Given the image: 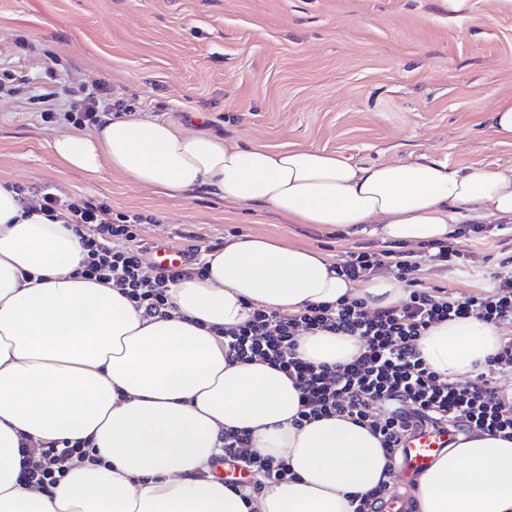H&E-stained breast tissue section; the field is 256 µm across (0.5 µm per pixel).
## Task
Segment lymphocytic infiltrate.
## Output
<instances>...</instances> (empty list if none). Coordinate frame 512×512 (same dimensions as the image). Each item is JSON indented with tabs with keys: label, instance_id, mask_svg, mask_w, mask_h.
Returning <instances> with one entry per match:
<instances>
[{
	"label": "lymphocytic infiltrate",
	"instance_id": "f902f5d3",
	"mask_svg": "<svg viewBox=\"0 0 512 512\" xmlns=\"http://www.w3.org/2000/svg\"><path fill=\"white\" fill-rule=\"evenodd\" d=\"M105 85L84 90L71 110L49 106V121L64 120L79 127H96L110 116ZM41 213L71 224L80 239L85 259L82 277L109 281L148 317L167 314L172 290L183 279L204 276L209 246L192 245L185 264L162 268L148 260L142 243L143 225L153 218L141 213H116L91 197L64 199L45 192L38 196ZM482 224L460 225L457 244H438L424 254L414 250L351 251L336 263L338 276L365 282L378 271L393 272L407 292L399 305L366 308L363 300L340 299L309 305L287 314L276 308H251L247 319L219 329L228 358L236 362L263 361L285 371L300 392L298 422L345 416L365 426L379 440L388 461H395L404 438L422 427L449 428L472 435L512 437V394L493 386L491 374L512 373V258L497 269L483 272L484 287L465 298L447 290L428 288L420 271L429 263L464 267L468 257L462 243L484 238ZM475 318L494 326L502 340L486 361L484 372L468 382L439 374L421 358L417 343L435 323ZM330 332L360 337L362 353L335 365H316L297 352L305 333ZM215 461L231 460L247 471L241 487L259 493L265 483L289 475L284 462L258 456L244 430H226ZM18 479L42 488L55 486L72 459L96 461L91 441L57 440L22 451Z\"/></svg>",
	"mask_w": 512,
	"mask_h": 512
}]
</instances>
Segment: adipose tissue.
Segmentation results:
<instances>
[{
  "instance_id": "1",
  "label": "adipose tissue",
  "mask_w": 512,
  "mask_h": 512,
  "mask_svg": "<svg viewBox=\"0 0 512 512\" xmlns=\"http://www.w3.org/2000/svg\"><path fill=\"white\" fill-rule=\"evenodd\" d=\"M50 147L66 167L104 169L138 186L197 189L257 206L295 224L383 239L447 241L463 213L512 219V167L451 170L422 155L404 164L359 165L311 149L191 133L151 118L107 121L92 134L61 132ZM84 252L72 225L27 208L0 183V512H352L351 496L389 481L377 438L348 417L298 426L299 392L260 361L231 363L215 331L250 307L294 312L363 299L398 305L386 277L354 283L323 254L263 235L225 240L205 277L182 280L163 318H146L121 290L77 271ZM500 343L478 319L429 327L418 342L436 372L475 375ZM355 336H301L314 364L359 355ZM227 429L288 464L287 480L255 498L209 476ZM87 439L94 462L72 460L51 491L17 482L21 445ZM419 512H512V438H460L420 478Z\"/></svg>"
}]
</instances>
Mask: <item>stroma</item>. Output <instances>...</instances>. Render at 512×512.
I'll use <instances>...</instances> for the list:
<instances>
[{
  "mask_svg": "<svg viewBox=\"0 0 512 512\" xmlns=\"http://www.w3.org/2000/svg\"><path fill=\"white\" fill-rule=\"evenodd\" d=\"M0 66L42 92L106 83L116 120L152 118L359 164L421 154L458 169L512 166L489 125L512 95V0H0ZM26 95L0 93V182L154 216L147 246L266 234L339 262L347 235L198 190L169 195L64 167Z\"/></svg>",
  "mask_w": 512,
  "mask_h": 512,
  "instance_id": "stroma-1",
  "label": "stroma"
}]
</instances>
